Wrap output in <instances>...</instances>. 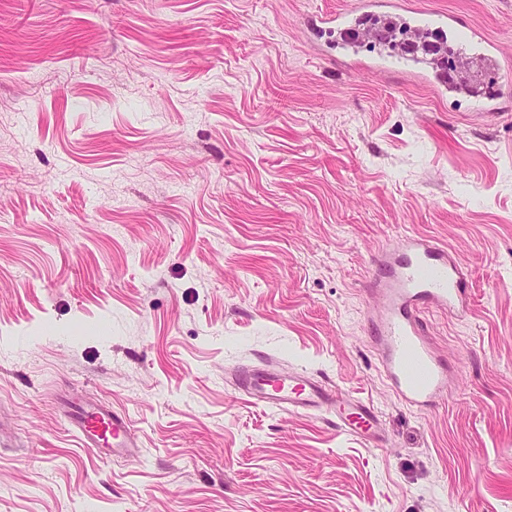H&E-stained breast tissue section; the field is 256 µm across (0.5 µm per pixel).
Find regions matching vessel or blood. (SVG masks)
Masks as SVG:
<instances>
[{
    "label": "vessel or blood",
    "instance_id": "1",
    "mask_svg": "<svg viewBox=\"0 0 512 512\" xmlns=\"http://www.w3.org/2000/svg\"><path fill=\"white\" fill-rule=\"evenodd\" d=\"M316 23L319 34L340 29L356 43L371 34L370 29L353 25L347 14L320 17ZM415 25L450 32L464 47L462 60L466 63L472 59L468 47L483 40L477 28L444 12L425 13ZM373 267L370 286L381 300V309L371 333L386 376L409 405L434 407L448 392V369L431 346L418 313L425 307L451 313L468 308L470 288L464 265L443 244L405 235L395 246L378 253ZM238 387L250 398L274 407L329 412L341 430L374 443L380 439V418L371 403L347 398L305 373H283L271 365L251 368L241 372ZM75 428L83 446L101 458L134 460L140 456L125 415L106 405H78Z\"/></svg>",
    "mask_w": 512,
    "mask_h": 512
}]
</instances>
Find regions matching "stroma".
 <instances>
[{"label":"stroma","mask_w":512,"mask_h":512,"mask_svg":"<svg viewBox=\"0 0 512 512\" xmlns=\"http://www.w3.org/2000/svg\"><path fill=\"white\" fill-rule=\"evenodd\" d=\"M359 0H0V512H512V117L432 68L325 55ZM512 56V0H407ZM412 234L470 273L429 310L448 393L416 410L370 338L371 262ZM305 369L379 443L254 402ZM124 414L137 461L63 401ZM352 13L336 14L330 16L319 17L314 23V29H318L317 35L332 33L335 29L342 32H352L353 37L349 38L351 43L366 41L368 37L374 33L370 28L359 29L356 24H352ZM324 25V26H321ZM331 25V26H327ZM343 26V27H342Z\"/></svg>","instance_id":"1"}]
</instances>
